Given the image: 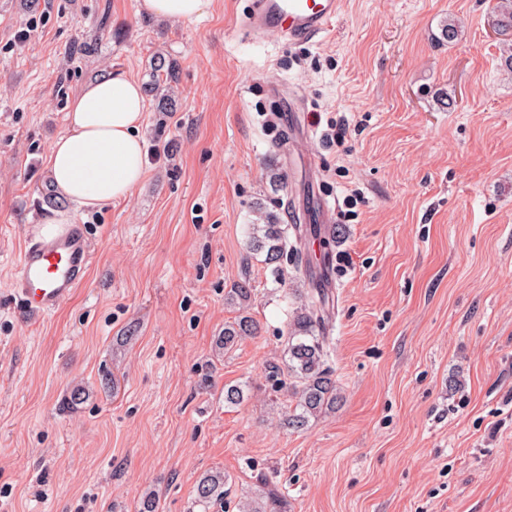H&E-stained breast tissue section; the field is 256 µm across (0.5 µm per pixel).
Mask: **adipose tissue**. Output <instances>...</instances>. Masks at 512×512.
<instances>
[{"label": "adipose tissue", "mask_w": 512, "mask_h": 512, "mask_svg": "<svg viewBox=\"0 0 512 512\" xmlns=\"http://www.w3.org/2000/svg\"><path fill=\"white\" fill-rule=\"evenodd\" d=\"M209 5L210 0H140L139 10L189 22ZM144 111L141 84L122 70L84 84L69 102L68 130L48 157L57 194L87 210L128 198L144 178Z\"/></svg>", "instance_id": "obj_1"}]
</instances>
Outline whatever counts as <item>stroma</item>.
Returning a JSON list of instances; mask_svg holds the SVG:
<instances>
[{"mask_svg": "<svg viewBox=\"0 0 512 512\" xmlns=\"http://www.w3.org/2000/svg\"><path fill=\"white\" fill-rule=\"evenodd\" d=\"M252 2L181 22L139 0H0V512H137L148 496L200 512L216 471L212 512L269 493L280 512H512V74L495 0H341L309 43L251 41ZM160 58L177 68L165 112ZM113 69L146 89V174L87 212L56 194L47 159L71 97ZM290 90L309 130L286 115ZM340 116L344 146L323 145L318 120ZM315 200L335 244L303 234L272 278L247 245L255 205L294 225ZM58 211L85 225L92 262L34 317L13 274L29 226ZM323 271L340 398L288 430L269 375ZM242 281L258 333L225 350ZM224 474H207L199 479L196 486L197 503L206 509L215 504H224Z\"/></svg>", "mask_w": 512, "mask_h": 512, "instance_id": "1", "label": "stroma"}]
</instances>
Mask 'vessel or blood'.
Here are the masks:
<instances>
[{"instance_id": "1", "label": "vessel or blood", "mask_w": 512, "mask_h": 512, "mask_svg": "<svg viewBox=\"0 0 512 512\" xmlns=\"http://www.w3.org/2000/svg\"><path fill=\"white\" fill-rule=\"evenodd\" d=\"M340 0H254L244 25L249 37L274 33L291 42H311L332 27ZM92 258L84 225L61 224L55 233L32 230L19 258L13 288L29 313L57 310L84 283Z\"/></svg>"}]
</instances>
